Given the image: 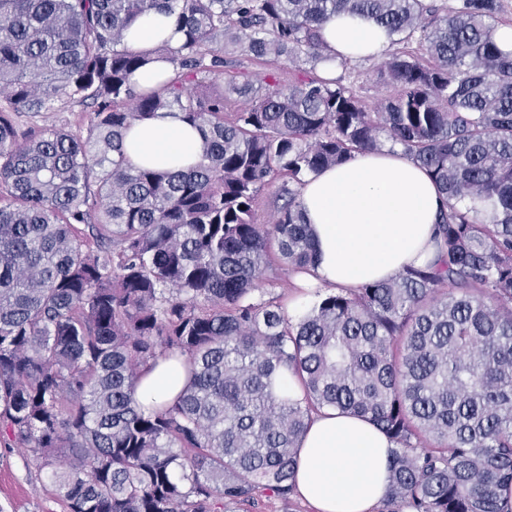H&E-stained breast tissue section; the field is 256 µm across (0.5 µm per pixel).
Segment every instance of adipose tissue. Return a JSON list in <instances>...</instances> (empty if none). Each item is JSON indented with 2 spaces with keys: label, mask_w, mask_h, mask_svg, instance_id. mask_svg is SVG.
Instances as JSON below:
<instances>
[{
  "label": "adipose tissue",
  "mask_w": 512,
  "mask_h": 512,
  "mask_svg": "<svg viewBox=\"0 0 512 512\" xmlns=\"http://www.w3.org/2000/svg\"><path fill=\"white\" fill-rule=\"evenodd\" d=\"M332 60L378 55L389 45L374 21L340 14L322 29ZM180 36L159 13L142 17L127 33L134 50ZM198 132L160 113L135 125L125 144L135 165L181 168L199 162ZM300 200L314 233L317 261L305 274L315 289L355 288L395 278L435 255V218L442 206L436 185L401 148L358 153L341 165L309 175ZM184 382L180 359L147 370L138 398L144 406L171 401ZM392 443L371 422L334 409L314 415L300 443L296 491L314 512H379L389 484Z\"/></svg>",
  "instance_id": "ef3b65f1"
}]
</instances>
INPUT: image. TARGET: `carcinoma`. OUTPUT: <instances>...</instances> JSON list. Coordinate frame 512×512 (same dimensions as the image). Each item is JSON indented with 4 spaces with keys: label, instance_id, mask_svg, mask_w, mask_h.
Returning a JSON list of instances; mask_svg holds the SVG:
<instances>
[{
    "label": "carcinoma",
    "instance_id": "cac0c4a2",
    "mask_svg": "<svg viewBox=\"0 0 512 512\" xmlns=\"http://www.w3.org/2000/svg\"><path fill=\"white\" fill-rule=\"evenodd\" d=\"M499 0H0V446L66 512H289L314 414L395 443L379 512H512V50ZM183 34L133 51L144 15ZM347 11L390 37L371 106L356 81L239 79L228 50L317 69ZM165 61L153 84L134 76ZM224 74L225 87L210 76ZM71 105L78 131L18 120ZM176 111L201 160L135 166L128 131ZM398 146L444 204L423 267L323 293L293 319L268 292L316 258L310 173ZM276 187L259 224L261 191ZM183 358L176 398H137ZM296 380L303 397L288 394Z\"/></svg>",
    "mask_w": 512,
    "mask_h": 512
}]
</instances>
